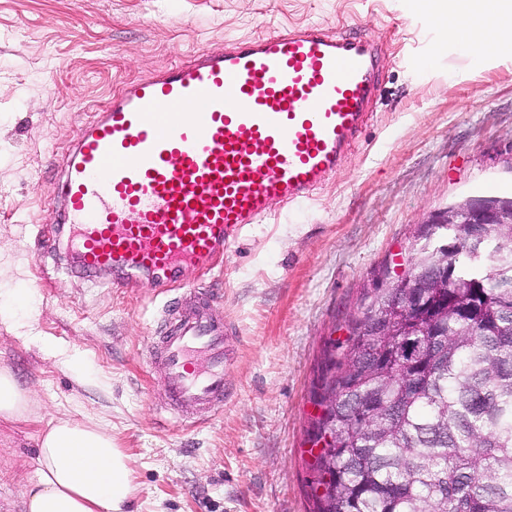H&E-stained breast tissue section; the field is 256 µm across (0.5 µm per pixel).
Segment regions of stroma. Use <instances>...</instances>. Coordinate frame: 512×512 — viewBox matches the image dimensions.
<instances>
[{"instance_id":"1","label":"stroma","mask_w":512,"mask_h":512,"mask_svg":"<svg viewBox=\"0 0 512 512\" xmlns=\"http://www.w3.org/2000/svg\"><path fill=\"white\" fill-rule=\"evenodd\" d=\"M356 29L380 93L342 168L307 203L251 226L209 292L231 395L222 414L165 410L152 359L164 297L75 263L63 225L33 251L65 154L124 82L280 27ZM412 0H0V367L41 413L107 425L129 456L130 512H312L309 438L353 319L422 222L469 197H512V64L465 71ZM39 421L0 420V512H24Z\"/></svg>"}]
</instances>
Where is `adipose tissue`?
Instances as JSON below:
<instances>
[{
	"mask_svg": "<svg viewBox=\"0 0 512 512\" xmlns=\"http://www.w3.org/2000/svg\"><path fill=\"white\" fill-rule=\"evenodd\" d=\"M436 24L438 46L466 47L469 69L512 61V0H415ZM34 402L0 368V420L29 422ZM38 469L24 491L25 512H126L134 494L129 457L92 422L49 421L39 433Z\"/></svg>",
	"mask_w": 512,
	"mask_h": 512,
	"instance_id": "adipose-tissue-1",
	"label": "adipose tissue"
}]
</instances>
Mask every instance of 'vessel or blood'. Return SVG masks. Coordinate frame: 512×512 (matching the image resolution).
<instances>
[{
	"label": "vessel or blood",
	"instance_id": "obj_1",
	"mask_svg": "<svg viewBox=\"0 0 512 512\" xmlns=\"http://www.w3.org/2000/svg\"><path fill=\"white\" fill-rule=\"evenodd\" d=\"M377 48L315 26L202 47L193 59L125 82L62 156L57 202L85 269L120 288L150 277L178 289L182 269L213 265L274 204L312 200L342 166L377 96ZM155 362L165 405L223 410L224 325L202 302L164 303Z\"/></svg>",
	"mask_w": 512,
	"mask_h": 512
}]
</instances>
